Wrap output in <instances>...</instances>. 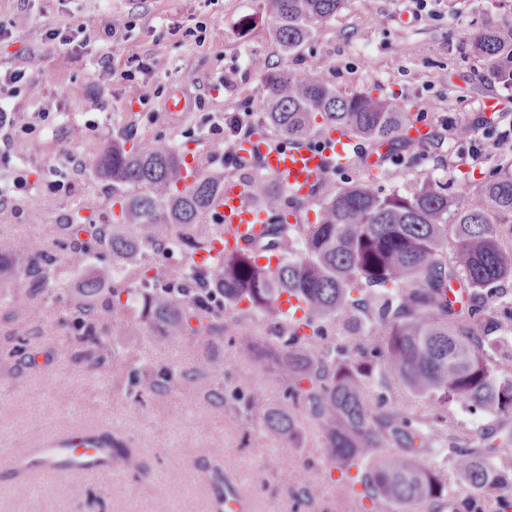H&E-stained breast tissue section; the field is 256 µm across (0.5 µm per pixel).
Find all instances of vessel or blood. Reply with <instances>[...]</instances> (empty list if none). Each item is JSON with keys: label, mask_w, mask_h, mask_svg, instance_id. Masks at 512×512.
Instances as JSON below:
<instances>
[{"label": "vessel or blood", "mask_w": 512, "mask_h": 512, "mask_svg": "<svg viewBox=\"0 0 512 512\" xmlns=\"http://www.w3.org/2000/svg\"><path fill=\"white\" fill-rule=\"evenodd\" d=\"M232 151L240 161L258 158L263 173L289 196L303 197L328 181L335 170L349 167L358 148L355 137L333 130L318 135L313 143H291L266 130L237 139ZM212 213L216 223L223 225L224 234L213 241L210 251L195 255L200 265L247 248L268 220L267 211L250 199L246 183L235 180L226 182ZM63 464L73 471H95L105 476L111 475L113 468L111 456L94 445L89 435L73 432L50 436L16 460L19 469H37L46 475L55 474Z\"/></svg>", "instance_id": "1"}]
</instances>
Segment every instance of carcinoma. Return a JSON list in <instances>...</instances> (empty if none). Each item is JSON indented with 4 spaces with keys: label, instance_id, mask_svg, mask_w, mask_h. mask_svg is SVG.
Segmentation results:
<instances>
[{
    "label": "carcinoma",
    "instance_id": "obj_1",
    "mask_svg": "<svg viewBox=\"0 0 512 512\" xmlns=\"http://www.w3.org/2000/svg\"><path fill=\"white\" fill-rule=\"evenodd\" d=\"M346 2L267 0L271 33L282 53L298 51ZM508 31L467 25L458 34L491 63L512 40ZM266 91L263 124L290 140L344 128L376 150L387 147V157L429 145L409 136L412 121L395 104L370 91L340 92L318 62L269 75ZM96 169L112 182V204L120 205V214L110 224L71 225V238L85 233L88 239L72 247L63 262L32 243L0 237V276L10 272L26 284L13 289L12 307H27L34 288L55 284L61 312L72 315L77 327L67 347L91 365L109 359L114 374L137 387L147 381L154 390L177 379L186 382L202 366L153 371L110 348L108 322L129 301L140 304V316L155 336L189 335L209 343L233 332L246 341L251 364L267 368L288 389L285 409L249 395L247 415L295 439L294 411L306 410L331 468L346 473L335 488L354 493L361 503L369 500L365 512H440L453 492L428 461L437 452L471 491L452 512L512 508V466L492 462L498 447L466 446L468 435L462 433L448 436V446L437 449L411 416L385 409L381 396L374 405L365 399L368 383L383 386L393 375L428 403L437 424L450 422V403L472 413L512 415V354L492 353L494 343L504 340L498 332L505 331L501 318L512 314V302L489 303L496 286L512 278V162L493 165V174L475 184L464 201L428 181L389 193L374 181H356L296 201L294 211L312 210L315 220L304 216L295 224L287 220L283 191L253 165L251 198L273 216L257 249L278 252L281 260L273 270L258 266L250 249L207 269L193 266V255L210 250L211 235L218 232L199 219L223 191V172L204 170L193 183L180 185L181 155L166 141L143 150L114 142L97 155ZM163 243L177 263L157 270L146 249ZM96 246L110 249L113 273L138 281L141 291L114 287L112 300H106L91 259ZM72 272L84 273L74 295L68 288ZM211 290L224 299V310L235 313L231 322L224 323L207 297ZM283 294L304 302L301 318L281 320L275 303ZM254 310L278 319V342L249 339L244 319ZM331 319L350 329L364 319L369 336L352 348H314L317 323Z\"/></svg>",
    "mask_w": 512,
    "mask_h": 512
}]
</instances>
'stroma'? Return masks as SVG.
Here are the masks:
<instances>
[{"label": "stroma", "instance_id": "35a3bbf8", "mask_svg": "<svg viewBox=\"0 0 512 512\" xmlns=\"http://www.w3.org/2000/svg\"><path fill=\"white\" fill-rule=\"evenodd\" d=\"M430 15H415L409 0H347L336 17L296 53L283 55L269 34L264 0H0V105L28 113L33 135L0 143V236L37 243L65 256L53 227L80 217L112 219V184L97 174L99 151L120 141L143 148L165 140L178 151L194 147L202 168L243 175L234 142L260 129L268 75L325 65V76L345 93L379 89L410 116L426 100L430 138L448 136V123L474 119L488 96L503 98L502 124L512 125V101L493 84L482 58L460 44L457 27L512 23L489 0H433ZM128 23L113 33V17ZM251 27H243V18ZM68 44L51 40V31ZM163 59L162 68L152 66ZM115 77L102 81L103 68ZM144 81L143 99L130 97L122 75ZM25 77L11 83L13 74ZM182 94L184 112H169L170 94ZM243 120L239 130L229 118ZM470 145L431 149L387 162L386 177L364 166L334 172L329 193L355 181L412 189L432 178L447 183L449 167L484 178L512 149L490 150L480 161ZM0 302V512H213L215 474H223L247 501L248 512H359L340 501L318 453L319 435L306 412L292 442L248 418L237 394L250 388L272 407L287 393L266 371L249 380L242 341L225 336L203 346L193 337L159 340L129 310L107 336L135 365L180 370L208 362L210 374L164 391L116 381L110 363L94 367L70 357L74 331L49 293L22 312L14 331ZM450 413L474 434L475 445H500L512 437V417ZM71 427L107 432L137 451L111 477L60 473L17 478L12 455L35 447L46 433ZM265 473L256 483V473Z\"/></svg>", "mask_w": 512, "mask_h": 512}]
</instances>
